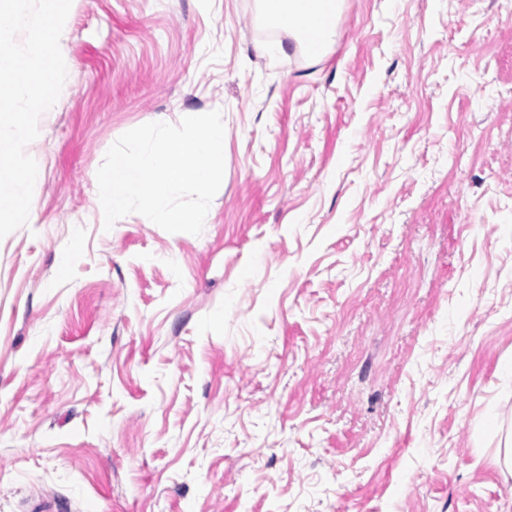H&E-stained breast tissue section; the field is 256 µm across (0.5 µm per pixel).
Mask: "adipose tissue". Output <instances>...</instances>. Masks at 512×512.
I'll return each mask as SVG.
<instances>
[{"mask_svg": "<svg viewBox=\"0 0 512 512\" xmlns=\"http://www.w3.org/2000/svg\"><path fill=\"white\" fill-rule=\"evenodd\" d=\"M343 0H264L265 19L288 31L318 29L320 47L329 46L336 35V20Z\"/></svg>", "mask_w": 512, "mask_h": 512, "instance_id": "obj_1", "label": "adipose tissue"}]
</instances>
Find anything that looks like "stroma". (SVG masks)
<instances>
[{"mask_svg":"<svg viewBox=\"0 0 512 512\" xmlns=\"http://www.w3.org/2000/svg\"><path fill=\"white\" fill-rule=\"evenodd\" d=\"M73 0L0 239V512H512V0ZM224 115L201 234L92 208L126 131ZM265 19L288 31H303L316 28L321 39L312 50L319 54L329 46L336 35V20L340 14L342 0H265Z\"/></svg>","mask_w":512,"mask_h":512,"instance_id":"35a3bbf8","label":"stroma"}]
</instances>
